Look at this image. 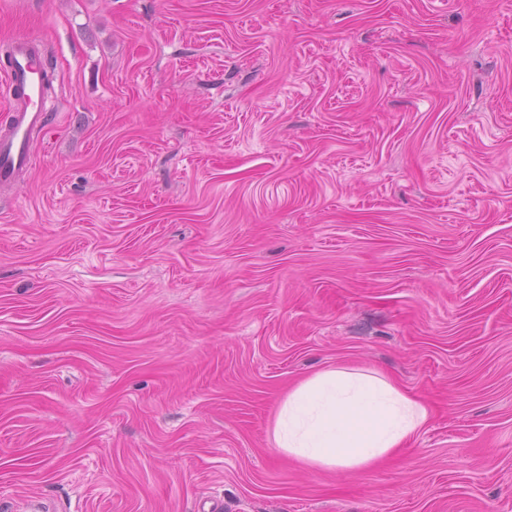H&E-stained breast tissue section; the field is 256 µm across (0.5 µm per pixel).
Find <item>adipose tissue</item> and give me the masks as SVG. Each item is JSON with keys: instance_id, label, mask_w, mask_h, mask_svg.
Returning <instances> with one entry per match:
<instances>
[{"instance_id": "ef3b65f1", "label": "adipose tissue", "mask_w": 512, "mask_h": 512, "mask_svg": "<svg viewBox=\"0 0 512 512\" xmlns=\"http://www.w3.org/2000/svg\"><path fill=\"white\" fill-rule=\"evenodd\" d=\"M429 419L427 405L391 378L339 363L291 386L268 432L277 454L304 469L363 470L404 446Z\"/></svg>"}]
</instances>
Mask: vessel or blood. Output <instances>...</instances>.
<instances>
[{"label": "vessel or blood", "mask_w": 512, "mask_h": 512, "mask_svg": "<svg viewBox=\"0 0 512 512\" xmlns=\"http://www.w3.org/2000/svg\"><path fill=\"white\" fill-rule=\"evenodd\" d=\"M45 44L30 36L15 37L8 56L6 92L15 104L9 128L0 133V186L15 183L32 162L35 131L48 119L43 73Z\"/></svg>", "instance_id": "obj_1"}]
</instances>
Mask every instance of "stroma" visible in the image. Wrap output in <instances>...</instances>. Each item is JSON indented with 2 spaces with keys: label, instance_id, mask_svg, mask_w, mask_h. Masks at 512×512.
Wrapping results in <instances>:
<instances>
[{
  "label": "stroma",
  "instance_id": "1",
  "mask_svg": "<svg viewBox=\"0 0 512 512\" xmlns=\"http://www.w3.org/2000/svg\"><path fill=\"white\" fill-rule=\"evenodd\" d=\"M51 48L0 188V512H512V0H0ZM432 409L308 471L268 421ZM427 405L384 374L338 363L278 400L268 432L277 454L311 471L368 469L429 422Z\"/></svg>",
  "mask_w": 512,
  "mask_h": 512
}]
</instances>
